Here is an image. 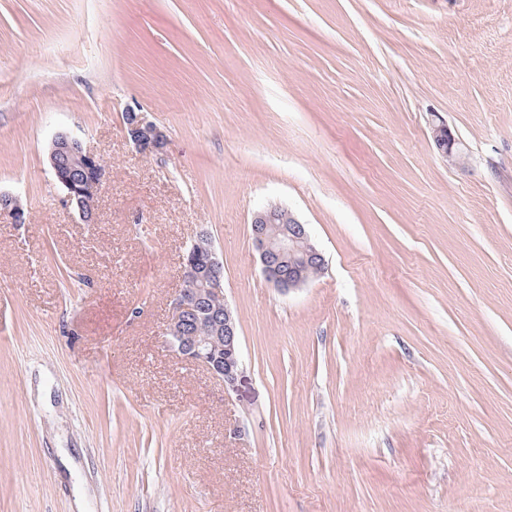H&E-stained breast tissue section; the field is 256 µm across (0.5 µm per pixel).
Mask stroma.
Segmentation results:
<instances>
[{
  "instance_id": "obj_1",
  "label": "stroma",
  "mask_w": 512,
  "mask_h": 512,
  "mask_svg": "<svg viewBox=\"0 0 512 512\" xmlns=\"http://www.w3.org/2000/svg\"><path fill=\"white\" fill-rule=\"evenodd\" d=\"M0 192V512H512V0H0ZM271 204L326 258L288 293ZM202 229L231 389L163 337ZM125 123L127 135L138 151L147 154L163 150L167 141L165 132L141 113L127 112ZM432 137L437 150L451 162L459 160L458 142L447 124H433ZM48 161L65 191L66 204L77 210L83 223H96V196L104 177L100 156L86 148L79 138L60 131L51 140ZM7 218L13 224L27 223L28 215L21 206L17 197L7 194H0V219ZM251 234L266 280L282 292L300 288L325 270L324 254L311 241L305 224L286 207L271 205L257 211Z\"/></svg>"
}]
</instances>
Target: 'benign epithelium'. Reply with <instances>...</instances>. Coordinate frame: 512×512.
<instances>
[{"label": "benign epithelium", "mask_w": 512, "mask_h": 512, "mask_svg": "<svg viewBox=\"0 0 512 512\" xmlns=\"http://www.w3.org/2000/svg\"><path fill=\"white\" fill-rule=\"evenodd\" d=\"M125 123L138 151L163 150L167 137L155 123L133 111L126 113ZM432 137L443 157L454 163L459 160L458 142L447 124L433 125ZM48 161L65 191L66 204L77 210L83 223H95L96 196L104 177L100 156L79 138L60 131L51 140ZM2 218L25 224L28 215L17 197L1 193ZM251 234L266 280L283 292L303 286L325 270L324 254L311 241L305 224L286 207L271 205L257 211ZM201 253V259L190 252L183 258V288L173 300L164 338L181 358L205 367L229 389L242 366L239 332L224 298V263L211 245Z\"/></svg>", "instance_id": "1"}]
</instances>
